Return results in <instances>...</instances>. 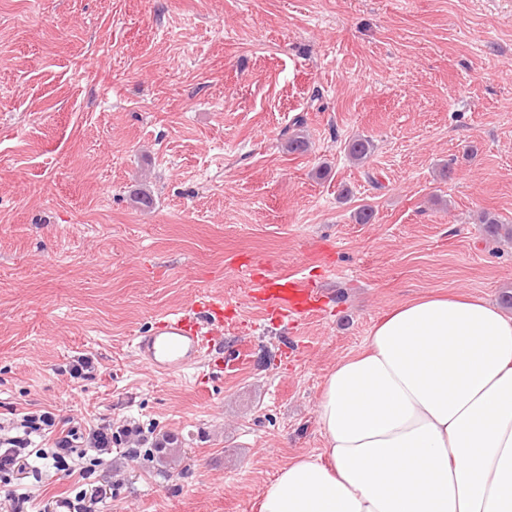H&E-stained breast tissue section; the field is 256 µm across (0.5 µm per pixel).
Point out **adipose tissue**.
I'll list each match as a JSON object with an SVG mask.
<instances>
[{"label": "adipose tissue", "instance_id": "obj_1", "mask_svg": "<svg viewBox=\"0 0 512 512\" xmlns=\"http://www.w3.org/2000/svg\"><path fill=\"white\" fill-rule=\"evenodd\" d=\"M325 448L259 512H512V317L466 294L387 311L317 404Z\"/></svg>", "mask_w": 512, "mask_h": 512}]
</instances>
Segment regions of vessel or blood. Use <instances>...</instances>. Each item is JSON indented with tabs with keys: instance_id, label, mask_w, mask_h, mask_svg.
Instances as JSON below:
<instances>
[{
	"instance_id": "b4317fda",
	"label": "vessel or blood",
	"mask_w": 512,
	"mask_h": 512,
	"mask_svg": "<svg viewBox=\"0 0 512 512\" xmlns=\"http://www.w3.org/2000/svg\"><path fill=\"white\" fill-rule=\"evenodd\" d=\"M254 288L263 301L299 317L310 313L322 296L319 289L291 276H266L255 280ZM223 333V300L203 296L186 311L156 319L150 333L136 337L134 352L160 373L182 372L210 358Z\"/></svg>"
}]
</instances>
